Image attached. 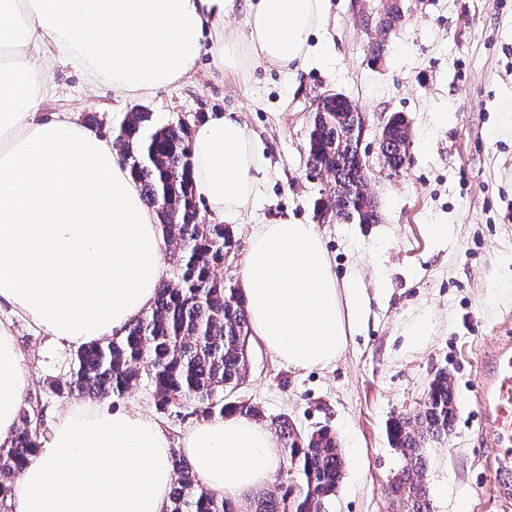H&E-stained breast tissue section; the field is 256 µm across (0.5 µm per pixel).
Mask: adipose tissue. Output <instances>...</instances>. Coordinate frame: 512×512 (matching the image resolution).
I'll use <instances>...</instances> for the list:
<instances>
[{
    "label": "adipose tissue",
    "instance_id": "ef3b65f1",
    "mask_svg": "<svg viewBox=\"0 0 512 512\" xmlns=\"http://www.w3.org/2000/svg\"><path fill=\"white\" fill-rule=\"evenodd\" d=\"M228 0H0V446L32 384L17 345L21 319L81 346L147 311L163 271L157 216L111 140L67 114L47 118L57 68L139 98L176 85L211 51L218 71L256 59L296 76L328 0H245L247 28L224 35ZM196 197L239 223L264 194L263 139L235 111L210 112L190 151ZM241 288L251 330L294 369L330 365L362 329L372 298L359 269L337 279L315 225L279 218L253 229ZM195 476L225 496L263 487L281 461L272 432L238 415L186 431ZM171 442L153 419L87 401L60 414L9 496L14 512H166Z\"/></svg>",
    "mask_w": 512,
    "mask_h": 512
}]
</instances>
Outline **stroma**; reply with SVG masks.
Segmentation results:
<instances>
[{
    "label": "stroma",
    "mask_w": 512,
    "mask_h": 512,
    "mask_svg": "<svg viewBox=\"0 0 512 512\" xmlns=\"http://www.w3.org/2000/svg\"><path fill=\"white\" fill-rule=\"evenodd\" d=\"M404 7L402 26L384 34L375 23L381 0H330L322 28L328 57L311 61L290 82L258 62L243 76L216 73L206 53L194 78L129 100L110 86L85 85L64 65L45 109L75 115L109 138L137 109L151 112L156 124L181 120L194 128L208 112H241L264 140L270 178L257 208L231 227L227 276L241 279L252 225L290 215L316 225L337 276L359 266L377 298L365 330L325 368H289L250 337L239 396L267 421L285 417L303 432H335L344 478L325 512H394L389 483L405 459L389 442L388 422L414 414L435 374L448 372L453 432L423 450L431 512H456L461 501L468 512H512V462L482 432L475 400L482 358L512 341V299L488 297L489 289L512 285V0H404ZM376 42L384 46L377 56ZM327 90L364 113L362 151L372 167L380 165L378 140L388 117L400 113L409 122L405 169L371 182L378 223L318 214L329 186L309 177L306 141L312 101ZM432 224L447 225V235L431 236ZM421 314L433 335L424 347L406 349L404 330ZM15 328L32 371L26 399L47 432L56 415L83 400L49 387L70 379L76 348L20 322ZM107 404L152 416L175 445L199 422L179 402L157 409L145 385Z\"/></svg>",
    "instance_id": "35a3bbf8"
}]
</instances>
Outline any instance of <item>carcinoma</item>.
Wrapping results in <instances>:
<instances>
[{
	"mask_svg": "<svg viewBox=\"0 0 512 512\" xmlns=\"http://www.w3.org/2000/svg\"><path fill=\"white\" fill-rule=\"evenodd\" d=\"M364 117L348 97L328 95L311 113L306 151L308 164L334 184L339 219L374 224L379 215L365 195L367 176L357 150L342 141L345 128H359ZM191 128L182 122L156 125L152 113L129 112L119 125L120 158L140 187L141 200L160 221L172 277L162 281L150 310L127 323L121 334L81 347L70 387L93 398L120 396L145 381L160 408L174 400L192 405L202 419L238 414L263 418L260 408L231 399L248 371L250 323L240 289L217 277L234 249L227 224H208L201 215L191 176ZM388 167L403 164L401 139L384 143ZM456 403L448 372L429 384L412 416H396L387 427L392 445L408 461L391 484L408 512H430L422 448L451 433ZM18 428L0 448V499L12 478L37 454L41 433L34 407L22 405ZM282 451L297 483L274 488L253 501V512H320L343 478V459L335 433L322 426L301 433L288 420L275 423ZM176 476L167 512H237L235 505L199 483L192 468L172 458Z\"/></svg>",
	"mask_w": 512,
	"mask_h": 512,
	"instance_id": "obj_1",
	"label": "carcinoma"
}]
</instances>
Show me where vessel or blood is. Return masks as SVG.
Returning a JSON list of instances; mask_svg holds the SVG:
<instances>
[{"label":"vessel or blood","mask_w":512,"mask_h":512,"mask_svg":"<svg viewBox=\"0 0 512 512\" xmlns=\"http://www.w3.org/2000/svg\"><path fill=\"white\" fill-rule=\"evenodd\" d=\"M476 402L482 426L496 447H512V341L501 343L482 363Z\"/></svg>","instance_id":"b4317fda"}]
</instances>
